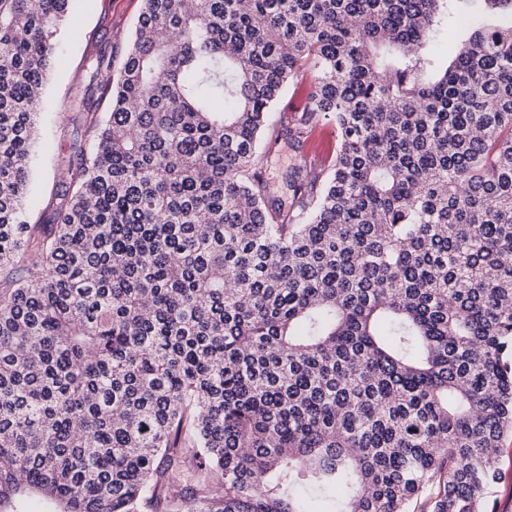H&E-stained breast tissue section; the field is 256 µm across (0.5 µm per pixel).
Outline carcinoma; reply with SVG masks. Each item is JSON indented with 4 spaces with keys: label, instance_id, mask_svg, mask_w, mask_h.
<instances>
[{
    "label": "carcinoma",
    "instance_id": "obj_1",
    "mask_svg": "<svg viewBox=\"0 0 512 512\" xmlns=\"http://www.w3.org/2000/svg\"><path fill=\"white\" fill-rule=\"evenodd\" d=\"M71 0H0V512H485L512 430V0H142L53 224ZM322 121L279 180L259 152ZM292 97V88H288L286 92L284 93L277 110L272 112L271 118H270V126L268 131L265 134V137L263 138V141L260 145V151H274L279 148V145L275 144V138L277 135V131L281 128V124L283 121L285 123L288 121V119L293 116L294 112H280L282 109L288 106V102L291 101ZM332 126L326 123L320 130L315 131L311 139L303 146V159L308 168H316L323 163L326 150L329 147L328 133Z\"/></svg>",
    "mask_w": 512,
    "mask_h": 512
}]
</instances>
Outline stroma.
Masks as SVG:
<instances>
[{
    "mask_svg": "<svg viewBox=\"0 0 512 512\" xmlns=\"http://www.w3.org/2000/svg\"><path fill=\"white\" fill-rule=\"evenodd\" d=\"M142 0H73L61 33L60 57L45 85L40 125L30 163L25 214L46 220L64 200L72 173L81 164L75 145L86 139V115H105L108 97L90 83V61L98 53L122 61ZM499 479L487 497L488 512H512V432L497 452Z\"/></svg>",
    "mask_w": 512,
    "mask_h": 512,
    "instance_id": "35a3bbf8",
    "label": "stroma"
}]
</instances>
